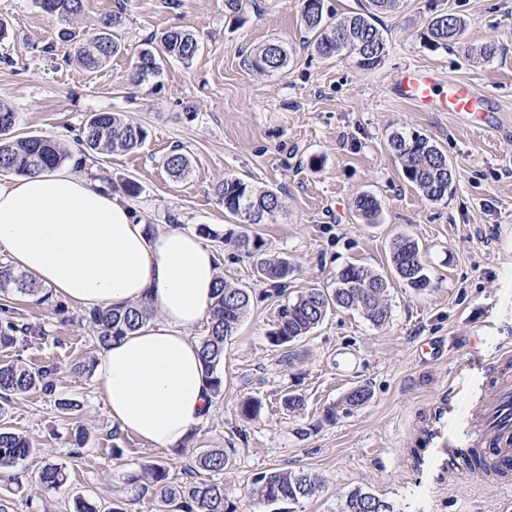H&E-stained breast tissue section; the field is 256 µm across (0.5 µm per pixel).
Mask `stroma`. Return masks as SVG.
<instances>
[{"label": "stroma", "mask_w": 512, "mask_h": 512, "mask_svg": "<svg viewBox=\"0 0 512 512\" xmlns=\"http://www.w3.org/2000/svg\"><path fill=\"white\" fill-rule=\"evenodd\" d=\"M83 0L70 21L45 13L34 0H0V99L15 110L16 130L71 148L86 117L118 112L148 131L131 152L90 156L85 176L113 192L139 184L132 205L147 226L206 227L220 255L221 275L246 285L253 301L224 346V391L182 451L125 434L124 454L112 456V426L92 375L78 363L97 356L85 308L64 302V314L15 296L18 317L45 337L21 354L32 367L51 365L57 386L82 406L61 414L53 400L32 390L13 396L9 426L37 452L25 463L35 475L49 461L66 466L69 486L45 494L43 512H65L70 491L102 504L122 501L126 512H159L158 503L126 482L128 472L161 463L173 478L197 449L224 448L232 462L218 479L245 512L259 472L302 469L322 489L298 503L261 512H336L340 499L362 488L403 512H496L498 478L477 474L452 483L438 462L417 464L422 429L449 396L475 398L489 390L502 345L512 346V0H404L380 18L387 53L375 69H358L344 56L323 58L307 42L301 0ZM457 13L465 23L460 43L433 50L422 34L431 16ZM117 13L123 53L89 70L60 41L61 31L83 36L103 15ZM191 31L200 49L190 64L172 60L160 78L130 80L131 60L152 36ZM271 39L292 49L285 72L255 71L247 55ZM496 42L490 60L475 50ZM436 70L442 80L465 82L488 99V125L472 126L453 112H428L394 92L405 67ZM416 130L447 155L456 172L451 194L433 202L403 176L391 154L393 132ZM187 152L185 177L169 175L163 160L174 147ZM238 174L261 188L281 191L286 208L273 221L232 223L215 185ZM374 195L373 221L354 199ZM260 236L270 253L297 270L286 290L256 278L237 248L240 230ZM406 234L421 249L431 286L423 291L393 279L390 247ZM350 263L390 277L388 323L374 327L355 311L331 312L322 325L284 347L268 334L278 311L309 288L331 287ZM368 388L372 397L347 406L346 394ZM287 394L303 406L282 407ZM250 398L262 403L250 418ZM335 420H327V410ZM85 430L88 442L72 455L70 440Z\"/></svg>", "instance_id": "1"}]
</instances>
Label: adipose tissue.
<instances>
[{"label":"adipose tissue","mask_w":512,"mask_h":512,"mask_svg":"<svg viewBox=\"0 0 512 512\" xmlns=\"http://www.w3.org/2000/svg\"><path fill=\"white\" fill-rule=\"evenodd\" d=\"M83 163L0 182V252L57 298L154 310V323L98 354L93 375L114 427L180 447L212 409L211 375L224 373H206L199 336L219 258L196 233L148 228L122 195L78 175Z\"/></svg>","instance_id":"ef3b65f1"}]
</instances>
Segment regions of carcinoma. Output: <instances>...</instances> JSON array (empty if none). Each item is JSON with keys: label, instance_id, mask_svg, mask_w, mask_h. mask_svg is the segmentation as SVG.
Returning a JSON list of instances; mask_svg holds the SVG:
<instances>
[{"label": "carcinoma", "instance_id": "obj_1", "mask_svg": "<svg viewBox=\"0 0 512 512\" xmlns=\"http://www.w3.org/2000/svg\"><path fill=\"white\" fill-rule=\"evenodd\" d=\"M402 0H370V7L361 13L338 18L329 11L325 0H302L301 15L310 44L323 58L344 54L363 70L376 68L387 51L386 39L377 26L376 15L393 13L400 9ZM42 11L60 18H70L82 11V0H36ZM121 16L112 14L98 20L91 31L75 41L64 31L60 40L70 43V48L90 69L104 66L121 44L114 39L112 29L119 26ZM464 33V22L455 13L443 12L433 16L425 29L424 40L428 47L448 49L458 43ZM199 50L197 38L184 30H168L150 39L137 53L132 64L131 81L141 83L159 76L163 62L176 58L190 63ZM290 52L279 40L268 41L250 55V65L264 73H281L288 66ZM17 113L0 99V172L18 175L32 174L58 167L68 157L64 148L42 136L18 137L14 135ZM147 130L140 124L125 119L116 112H96L87 116L80 131L85 148L91 151L136 150L145 143ZM389 149L399 160L408 183L431 201H441L452 190L455 172L443 151L431 140L417 132H396L388 140ZM175 177L185 174L190 159L183 149L176 146L164 162ZM216 197L228 215L245 224H262L275 218L286 208L282 194L274 189H261L242 176H227L215 187ZM356 210L366 219L374 217L378 202L370 194H361L355 200ZM241 252L253 258L259 277L276 287L288 284L294 266L286 257L268 256L264 241L242 233L236 237ZM392 266L396 276L408 287L417 291L431 285L422 261L418 243L410 236L401 235L392 244ZM336 286L330 290L310 288L296 299L282 306L278 323L268 339L275 346L293 343L311 333L326 319L332 310L358 311L373 326L388 323L389 281L364 265L350 263L336 273ZM16 293L37 305L53 306L64 312L60 304H52V294L36 286L25 275L11 266L0 264V295ZM252 291L235 287L222 281L207 331L201 338V356L206 368H211L224 357V344L236 332L239 323L251 306ZM154 311L143 305H105L89 311L87 320L96 332L99 348L107 347L127 333L147 325ZM44 333L20 321L13 307L0 306V349L8 350L18 341L40 339ZM32 389L53 399L55 406L64 413L79 407L78 401L62 396L57 390L54 367L43 366L34 370L22 360L0 364V412H4L11 397ZM33 453L29 441L9 427H0V480L16 486L22 484L19 467ZM231 462V455L222 448L201 451L186 478L176 483L166 465L152 463L140 471L130 472L127 483L141 494H152L162 507L171 506L177 512H237L228 501L224 484L201 477L202 473L219 474ZM458 466L470 470H488L484 457L473 450L461 456ZM68 482L66 467L48 463L38 472V496L57 491ZM256 485V504L272 505L281 501L298 502L317 495L322 484L319 478L305 470L262 471L253 479ZM72 512H123L120 502L104 506L76 492L71 496ZM336 512H399L396 505L372 492L362 489L350 491L338 505Z\"/></svg>", "mask_w": 512, "mask_h": 512}]
</instances>
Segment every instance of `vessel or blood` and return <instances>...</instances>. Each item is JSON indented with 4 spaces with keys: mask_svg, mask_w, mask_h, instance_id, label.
<instances>
[{
    "mask_svg": "<svg viewBox=\"0 0 512 512\" xmlns=\"http://www.w3.org/2000/svg\"><path fill=\"white\" fill-rule=\"evenodd\" d=\"M438 86L434 70L409 68L398 75L395 92L433 112H455L466 119L481 113L485 100L468 84H449L444 93ZM425 437L435 447V459L444 464L459 452L475 448L492 449L495 461H512V374L499 373L488 395L461 408L450 406L446 416L430 424Z\"/></svg>",
    "mask_w": 512,
    "mask_h": 512,
    "instance_id": "b4317fda",
    "label": "vessel or blood"
}]
</instances>
